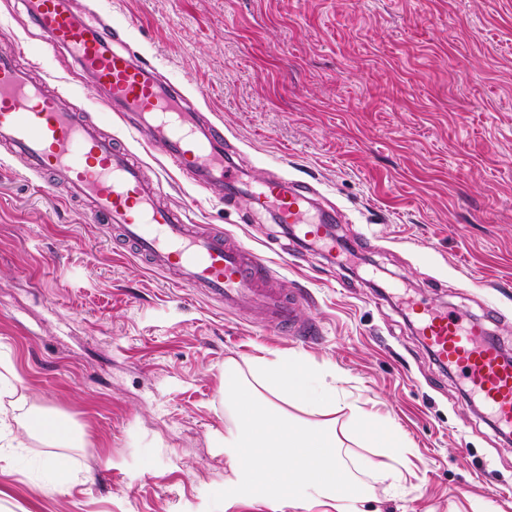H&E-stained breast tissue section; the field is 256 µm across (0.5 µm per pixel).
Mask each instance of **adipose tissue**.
<instances>
[{
	"instance_id": "obj_1",
	"label": "adipose tissue",
	"mask_w": 512,
	"mask_h": 512,
	"mask_svg": "<svg viewBox=\"0 0 512 512\" xmlns=\"http://www.w3.org/2000/svg\"><path fill=\"white\" fill-rule=\"evenodd\" d=\"M219 396L229 420L213 445L223 449L231 471L228 496H271L304 512H360L375 483L401 478L395 463L404 454L402 433L350 401L303 356L228 359ZM23 429L51 447L81 439L50 413L31 412ZM345 434L375 449V458L350 468L339 454ZM359 469L372 483L356 477Z\"/></svg>"
}]
</instances>
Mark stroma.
Masks as SVG:
<instances>
[{
    "label": "stroma",
    "mask_w": 512,
    "mask_h": 512,
    "mask_svg": "<svg viewBox=\"0 0 512 512\" xmlns=\"http://www.w3.org/2000/svg\"><path fill=\"white\" fill-rule=\"evenodd\" d=\"M77 2L163 78L205 91L202 116L223 123L247 181L311 184L338 217V247L303 245L246 193L191 183L0 0V48L302 297L294 335L225 311L125 252L64 200L61 175H30L0 151V363L17 375L0 423L23 436L38 407L83 431L63 492L43 466L50 448L28 440L0 471V512H296L225 498L211 444L225 360L275 354L336 370L403 431L401 481L376 485L361 512H512V437L399 298L480 320L512 353V0Z\"/></svg>",
    "instance_id": "1"
}]
</instances>
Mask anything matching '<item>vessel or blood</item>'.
I'll return each mask as SVG.
<instances>
[{"label": "vessel or blood", "instance_id": "obj_1", "mask_svg": "<svg viewBox=\"0 0 512 512\" xmlns=\"http://www.w3.org/2000/svg\"><path fill=\"white\" fill-rule=\"evenodd\" d=\"M45 43L66 52L100 90L103 111L134 118L148 142L161 143L172 165L198 184L235 194L240 185L232 157L224 153V127L200 126L191 100L155 67L113 46L104 20L72 0H20ZM0 144L33 175H62L66 198L117 234L150 268L173 272L184 288L202 292L228 311L264 314L269 323H294L296 299L271 287L269 272L250 249L223 231L192 223L188 209L162 201L160 180L149 177L131 152L114 145L78 104L49 95L14 49H0ZM310 186L301 181L257 183L254 202L274 208V221L297 229L304 241L326 250L336 235L314 210ZM421 335L434 354L458 370L470 393L497 427L512 432V363L488 340L482 324L412 302Z\"/></svg>", "mask_w": 512, "mask_h": 512}]
</instances>
